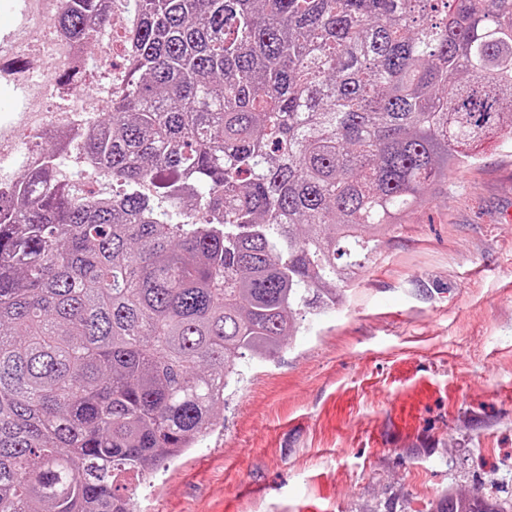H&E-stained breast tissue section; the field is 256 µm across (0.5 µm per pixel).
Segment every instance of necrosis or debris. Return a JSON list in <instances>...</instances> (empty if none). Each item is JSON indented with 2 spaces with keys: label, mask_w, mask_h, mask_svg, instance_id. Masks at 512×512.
Wrapping results in <instances>:
<instances>
[{
  "label": "necrosis or debris",
  "mask_w": 512,
  "mask_h": 512,
  "mask_svg": "<svg viewBox=\"0 0 512 512\" xmlns=\"http://www.w3.org/2000/svg\"><path fill=\"white\" fill-rule=\"evenodd\" d=\"M62 7V0H22L18 23L0 46V84L24 87L9 121L11 132L0 136V158L20 154L25 172L45 169L43 144L53 140L59 145L54 178L77 174L87 184L97 179L94 164L72 154L71 145L100 129L104 106L124 90L110 55L112 31L123 22L127 7L126 0H111L94 57L60 27ZM92 73L97 76L93 92H82L79 82ZM46 74L55 77V85L43 82Z\"/></svg>",
  "instance_id": "1"
}]
</instances>
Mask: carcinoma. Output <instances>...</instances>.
I'll list each match as a JSON object with an SVG mask.
<instances>
[{
	"instance_id": "1",
	"label": "carcinoma",
	"mask_w": 512,
	"mask_h": 512,
	"mask_svg": "<svg viewBox=\"0 0 512 512\" xmlns=\"http://www.w3.org/2000/svg\"><path fill=\"white\" fill-rule=\"evenodd\" d=\"M101 2L61 27L90 40ZM129 4L82 145L122 191L0 195V512H131L123 475L195 447L448 165L512 143V0Z\"/></svg>"
}]
</instances>
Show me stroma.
Listing matches in <instances>:
<instances>
[{"label": "stroma", "mask_w": 512, "mask_h": 512, "mask_svg": "<svg viewBox=\"0 0 512 512\" xmlns=\"http://www.w3.org/2000/svg\"><path fill=\"white\" fill-rule=\"evenodd\" d=\"M340 306L253 363L137 512H436L512 501V145L488 139ZM440 512H511L512 503L510 504V510H506L501 505H489L483 499L478 496H461L459 498L451 499L446 508L438 510Z\"/></svg>", "instance_id": "35a3bbf8"}]
</instances>
